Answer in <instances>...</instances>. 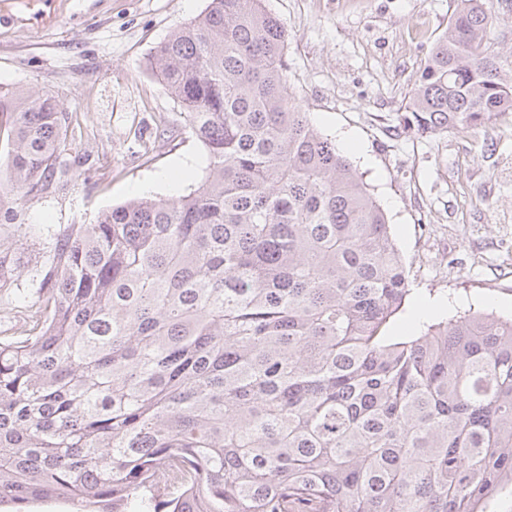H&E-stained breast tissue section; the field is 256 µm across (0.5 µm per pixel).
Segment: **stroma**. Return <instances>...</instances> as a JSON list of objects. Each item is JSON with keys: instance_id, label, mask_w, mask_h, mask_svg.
<instances>
[{"instance_id": "35a3bbf8", "label": "stroma", "mask_w": 512, "mask_h": 512, "mask_svg": "<svg viewBox=\"0 0 512 512\" xmlns=\"http://www.w3.org/2000/svg\"><path fill=\"white\" fill-rule=\"evenodd\" d=\"M288 29V84L384 209L414 301L512 316V125L440 133L403 122L405 103L454 0H265ZM208 0H0V85L59 95L87 158L59 191L17 208V266L37 288L43 224H91L136 196L171 198L198 182L202 146L152 74L155 47Z\"/></svg>"}]
</instances>
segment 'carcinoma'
Wrapping results in <instances>:
<instances>
[{"instance_id": "1", "label": "carcinoma", "mask_w": 512, "mask_h": 512, "mask_svg": "<svg viewBox=\"0 0 512 512\" xmlns=\"http://www.w3.org/2000/svg\"><path fill=\"white\" fill-rule=\"evenodd\" d=\"M265 0H209L150 68L207 155L171 199L44 224L32 325L0 331V505L99 512H502L512 317L411 307L388 218L288 85ZM404 106L421 133L512 116L487 0H454ZM83 159L53 95L0 87V182ZM0 221V289L23 225ZM399 315L411 333L388 334Z\"/></svg>"}]
</instances>
